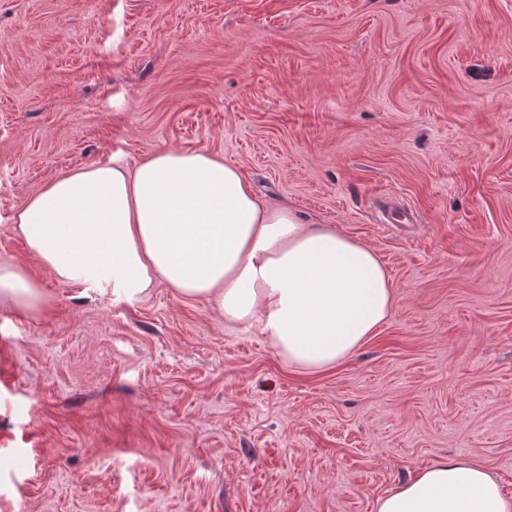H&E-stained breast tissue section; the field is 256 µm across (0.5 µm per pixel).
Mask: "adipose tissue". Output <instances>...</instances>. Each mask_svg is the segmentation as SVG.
I'll return each mask as SVG.
<instances>
[{"instance_id":"1","label":"adipose tissue","mask_w":512,"mask_h":512,"mask_svg":"<svg viewBox=\"0 0 512 512\" xmlns=\"http://www.w3.org/2000/svg\"><path fill=\"white\" fill-rule=\"evenodd\" d=\"M13 224L58 282L128 302L165 283L257 327L305 371L343 361L393 305L375 253L264 204L237 167L203 150L77 170L33 196ZM49 301L22 265L0 262L1 308ZM377 512H512V498L486 467L446 459L380 498Z\"/></svg>"}]
</instances>
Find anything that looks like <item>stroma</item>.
<instances>
[{"label":"stroma","instance_id":"stroma-1","mask_svg":"<svg viewBox=\"0 0 512 512\" xmlns=\"http://www.w3.org/2000/svg\"><path fill=\"white\" fill-rule=\"evenodd\" d=\"M172 149L371 249L388 319L304 372L15 232L57 177ZM0 260L51 295L0 308V512H376L446 457L512 496V0H0Z\"/></svg>","mask_w":512,"mask_h":512}]
</instances>
